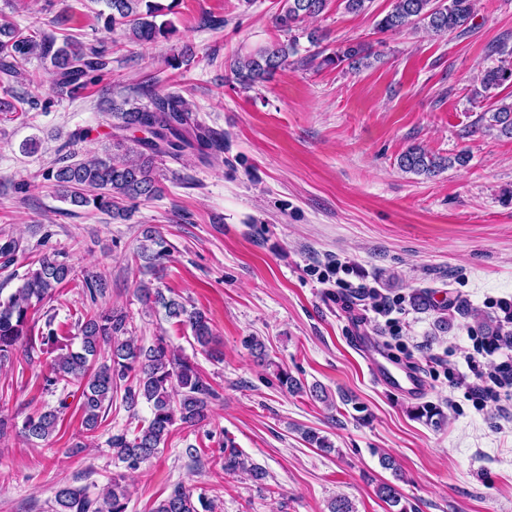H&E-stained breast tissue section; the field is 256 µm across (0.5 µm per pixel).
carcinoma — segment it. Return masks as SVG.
I'll list each match as a JSON object with an SVG mask.
<instances>
[{
  "label": "carcinoma",
  "mask_w": 512,
  "mask_h": 512,
  "mask_svg": "<svg viewBox=\"0 0 512 512\" xmlns=\"http://www.w3.org/2000/svg\"><path fill=\"white\" fill-rule=\"evenodd\" d=\"M109 13L108 27H123L130 41L151 44L172 35L174 26L167 16L175 13L178 0H105ZM330 0H282L275 26L291 32L307 18L316 17L329 7ZM476 0H394L393 7L376 21L379 33H393L410 25L435 35H443L467 24L475 13ZM294 39L272 41L238 57L230 65L233 79L244 87H252L269 79L288 64L296 52ZM37 55L48 61L55 74V89L59 96L73 97L94 84L109 71L112 58L108 50L83 42L68 35L57 44L53 35L35 37L15 23L0 19V71L5 75L17 73V66ZM369 55L360 45L339 47L321 60L323 65L348 64L359 68ZM506 82L512 83V57H504L500 65L487 70L481 77V91L488 92ZM114 133L110 135L112 149L106 157L76 160L66 156L45 174L53 183L58 197L78 208H89L110 216H125L127 205L151 200L162 193L156 177V162L168 158L179 162L189 151L207 163L217 148L211 132L195 119L190 103L176 90L154 92L148 107L129 109L110 108ZM487 132L496 130L512 135V103L503 104L484 125ZM142 131L143 137L130 138L126 131ZM468 161L464 153L453 159L436 156L418 145L409 147L401 156L399 166L417 174L432 176L453 164ZM146 244L137 257L145 267L155 266L163 240L159 232L148 230ZM73 269L66 262L45 256L36 269L23 276L22 283L8 296L0 297V366L11 361L19 343L28 341L32 326L31 312L50 301L57 288L70 280ZM90 300L104 295L106 281L99 276L84 278ZM143 300L161 306L168 317L186 325L192 337L205 352L213 340L209 319L195 308L166 297L158 288L140 283ZM77 347L65 345V351L54 357L48 371L42 375V390L55 393L60 384L79 383L82 425L91 432L98 426L104 405L112 403L121 383L123 401L135 407L143 401L149 405L150 417L132 432L123 431L110 437L113 455L126 467L135 470L151 459L165 445L171 428L176 423L196 427L208 419L216 392L200 373L197 365L171 348L164 337L156 338L151 346L136 345L125 337L128 316L118 310L98 311L81 316L76 322ZM59 408L29 414L19 433L29 442L46 441L56 430ZM224 454V472L233 474L247 470L255 481L266 479V472L256 466H246L242 453L229 444L220 449ZM125 476L112 477V484L93 496L84 487L63 486L56 490L52 512H126L127 491ZM377 496L391 507L400 504L394 485L380 483ZM213 501L192 490L176 485L169 495L160 500L152 512H212Z\"/></svg>",
  "instance_id": "1"
}]
</instances>
